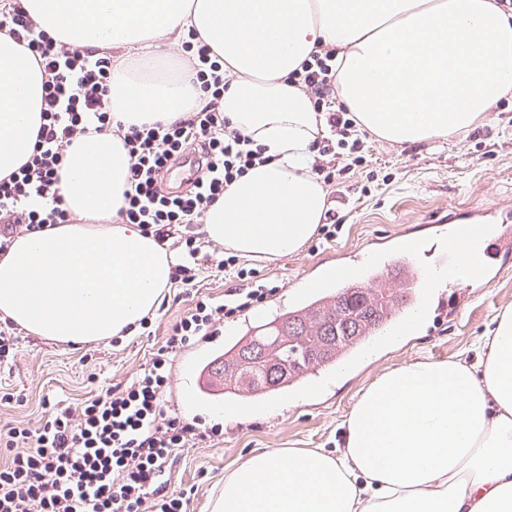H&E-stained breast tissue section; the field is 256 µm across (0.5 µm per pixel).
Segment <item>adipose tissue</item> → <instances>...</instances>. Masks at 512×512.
I'll use <instances>...</instances> for the list:
<instances>
[{"label": "adipose tissue", "instance_id": "adipose-tissue-1", "mask_svg": "<svg viewBox=\"0 0 512 512\" xmlns=\"http://www.w3.org/2000/svg\"><path fill=\"white\" fill-rule=\"evenodd\" d=\"M51 35L77 47L154 51L147 69L112 75L124 125L187 116L200 99L166 65L196 30L224 59V112L265 147L207 212V240L269 261L298 252L328 208L312 174L324 113L289 73L336 52L335 97L360 129L405 146L448 142L512 96V13L495 0H24ZM0 178L30 157L42 75L0 34ZM129 157L113 134L76 144L60 189L78 224L17 236L0 256V319L61 343L135 333L160 306L175 258L121 224ZM484 359L412 361L380 375L343 422L344 449H270L224 479L209 512H512V309L485 336Z\"/></svg>", "mask_w": 512, "mask_h": 512}]
</instances>
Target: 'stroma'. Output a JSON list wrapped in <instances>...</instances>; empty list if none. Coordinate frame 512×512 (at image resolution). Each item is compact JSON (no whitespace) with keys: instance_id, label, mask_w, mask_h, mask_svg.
Returning <instances> with one entry per match:
<instances>
[{"instance_id":"35a3bbf8","label":"stroma","mask_w":512,"mask_h":512,"mask_svg":"<svg viewBox=\"0 0 512 512\" xmlns=\"http://www.w3.org/2000/svg\"><path fill=\"white\" fill-rule=\"evenodd\" d=\"M486 201L512 210L511 96L500 99L483 124L449 143L403 147L368 137L365 163L328 187L329 207L340 220L335 237L317 233L295 254L274 261L242 256L238 262L277 285V293L260 308L271 314L291 306L299 282L322 275L335 265L338 254L360 249L384 259L393 237L422 243L416 261L433 267L446 250L440 242L441 218L449 210L464 211ZM212 252V245L204 244V272L195 290L173 285L166 291L153 316L152 334L139 331L116 344H72L18 330L14 360L0 364V388L20 392L24 400L0 403V427L14 422L37 425L47 406L66 407L132 379L193 307L194 294L220 297L240 287L239 279L212 271ZM489 270L488 285L462 302L458 319H449L444 310L433 311L421 333L366 347L349 362L342 385H325L307 399L289 400L287 408L276 413L263 401L251 417L238 422L224 417L223 402L194 407L183 398L197 380L200 362L234 340L247 316L219 324L214 335L179 351L171 368L168 407L199 429L216 426L223 432L222 440L183 449L169 470L171 487L187 493L185 512H208V501L225 476L257 451H335L342 444L339 424L349 415L358 391L383 372L422 358L475 362L481 337L492 330L496 315L512 306V258L493 257Z\"/></svg>"}]
</instances>
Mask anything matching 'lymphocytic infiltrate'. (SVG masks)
<instances>
[{"label":"lymphocytic infiltrate","instance_id":"lymphocytic-infiltrate-1","mask_svg":"<svg viewBox=\"0 0 512 512\" xmlns=\"http://www.w3.org/2000/svg\"><path fill=\"white\" fill-rule=\"evenodd\" d=\"M28 49L42 70L41 124L29 159L0 179V252L15 236L76 224L58 184L71 146L93 133L116 135L129 156L127 187L118 210L121 223L138 225L159 244L179 239L172 267L175 283L197 284L200 247L191 225L254 165L263 148L231 128L224 114L228 81L224 61L196 31L176 52L200 91V105L187 117L165 123L124 126L112 110V73L118 57L108 47H75L46 31L22 0H0V33ZM336 53L312 52L288 76L325 113L332 136L314 142L312 172L325 184L364 162L366 133L334 96ZM196 156L197 177L186 187L168 186V170ZM218 270L235 273L247 288L219 299L197 297L147 366L128 383L89 397L75 407L53 409L38 428L0 427V512H184L186 494L170 489L167 473L179 449L221 437L201 432L167 411L165 395L172 361L220 322L236 318L274 294L266 281L239 268L236 256L221 257Z\"/></svg>","mask_w":512,"mask_h":512}]
</instances>
